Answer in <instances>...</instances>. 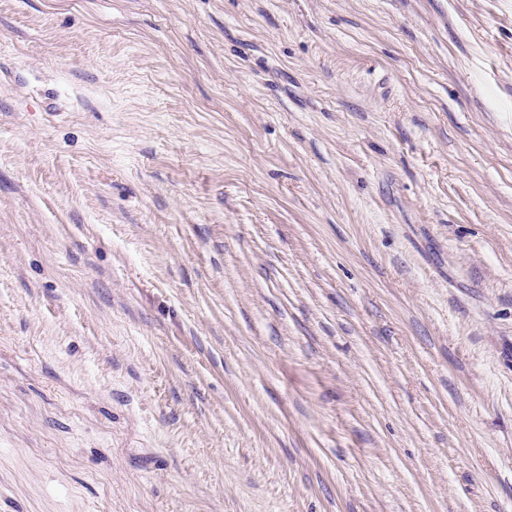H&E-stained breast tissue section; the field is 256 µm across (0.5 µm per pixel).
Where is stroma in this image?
<instances>
[{
  "mask_svg": "<svg viewBox=\"0 0 512 512\" xmlns=\"http://www.w3.org/2000/svg\"><path fill=\"white\" fill-rule=\"evenodd\" d=\"M0 512H512V0H0Z\"/></svg>",
  "mask_w": 512,
  "mask_h": 512,
  "instance_id": "obj_1",
  "label": "stroma"
}]
</instances>
